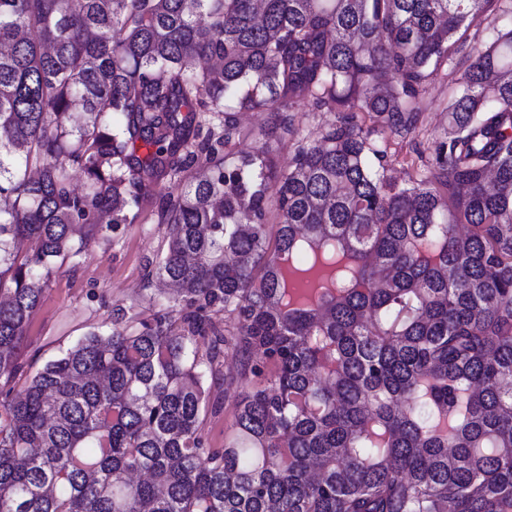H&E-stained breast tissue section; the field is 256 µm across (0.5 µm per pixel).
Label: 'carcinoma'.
Masks as SVG:
<instances>
[{"label":"carcinoma","instance_id":"cac0c4a2","mask_svg":"<svg viewBox=\"0 0 512 512\" xmlns=\"http://www.w3.org/2000/svg\"><path fill=\"white\" fill-rule=\"evenodd\" d=\"M503 18L512 0H0V512H512V26L456 38ZM463 61L429 176L392 182L373 134L412 132ZM301 99L342 117L288 170L238 147L236 113L288 134ZM165 177L148 277L180 295L26 374L41 271ZM227 353L240 392L209 448Z\"/></svg>","mask_w":512,"mask_h":512}]
</instances>
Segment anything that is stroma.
Here are the masks:
<instances>
[{
  "label": "stroma",
  "instance_id": "obj_1",
  "mask_svg": "<svg viewBox=\"0 0 512 512\" xmlns=\"http://www.w3.org/2000/svg\"><path fill=\"white\" fill-rule=\"evenodd\" d=\"M457 90L454 76L438 72L422 93V112L415 133L386 137L388 175L403 185L424 178L435 135L446 124V107ZM335 112L300 106L295 131L281 137L273 129L270 113L252 112L238 117L241 147L271 149L280 168H287L295 149L336 123ZM179 186L166 179L151 183L138 219L117 228L99 229L76 261L55 263L39 307L31 316L22 358L29 370L41 368L86 333L111 321L115 309L134 319L151 317L166 293L147 273L155 255L167 248V227L158 221L163 197L177 195Z\"/></svg>",
  "mask_w": 512,
  "mask_h": 512
}]
</instances>
